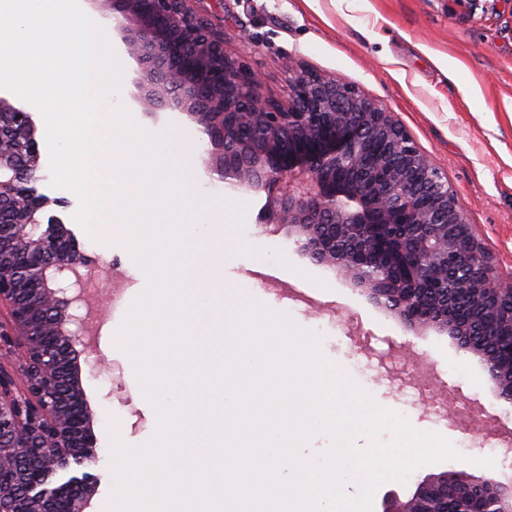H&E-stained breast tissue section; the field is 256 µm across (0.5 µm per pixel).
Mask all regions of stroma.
<instances>
[{"instance_id":"stroma-1","label":"stroma","mask_w":512,"mask_h":512,"mask_svg":"<svg viewBox=\"0 0 512 512\" xmlns=\"http://www.w3.org/2000/svg\"><path fill=\"white\" fill-rule=\"evenodd\" d=\"M199 7L223 29L227 51L262 74V96L287 101L291 77L284 64L291 57L384 105L447 174L495 275L512 283V0H201ZM472 79L481 91L468 96L462 85ZM139 82L140 66L128 58L116 108H131L162 129L170 152L198 138L188 112L153 109ZM40 166L35 188L49 200L45 214L61 219L91 260L85 280L103 317L82 371L99 499L111 492L109 422L126 423L132 447L154 432L136 400V373L108 351L109 330L121 327L134 300L139 264L88 239L73 219L77 197L50 186L48 156ZM186 185L226 206L223 277L239 299L259 296L317 334L328 360L414 426L441 434L463 455L494 457V467L473 465L470 473L512 483V403L497 397L478 357L448 334L414 335L361 287L299 252L286 230L264 224L266 193L226 187L201 165ZM485 411L494 416L493 435L465 433V420Z\"/></svg>"}]
</instances>
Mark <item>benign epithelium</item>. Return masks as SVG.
Listing matches in <instances>:
<instances>
[{
    "instance_id": "obj_1",
    "label": "benign epithelium",
    "mask_w": 512,
    "mask_h": 512,
    "mask_svg": "<svg viewBox=\"0 0 512 512\" xmlns=\"http://www.w3.org/2000/svg\"><path fill=\"white\" fill-rule=\"evenodd\" d=\"M200 0H108L150 101L172 95L207 137L206 171L267 196L266 223L288 226L320 264L357 281L416 334L447 333L480 358L512 402V287L494 275L448 178L386 108L354 85L300 68L288 103L224 49ZM29 112L0 98V512H85L95 489L92 412L81 387L89 343L73 314L87 259L48 200ZM453 259L477 306L507 318L459 321L439 280ZM73 282H68L69 277ZM512 512V484L450 470L381 512Z\"/></svg>"
}]
</instances>
